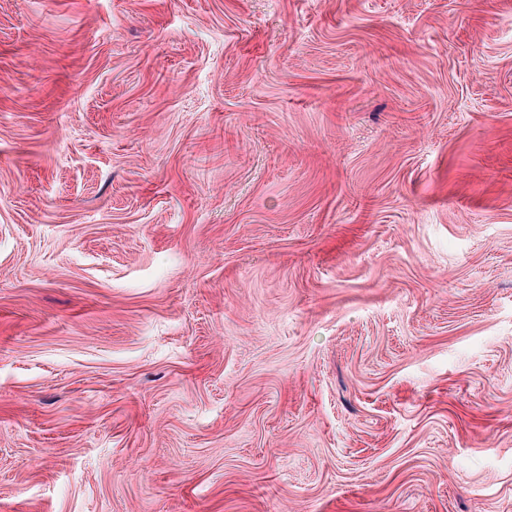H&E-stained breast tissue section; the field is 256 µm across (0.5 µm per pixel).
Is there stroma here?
I'll list each match as a JSON object with an SVG mask.
<instances>
[{
	"instance_id": "1",
	"label": "stroma",
	"mask_w": 512,
	"mask_h": 512,
	"mask_svg": "<svg viewBox=\"0 0 512 512\" xmlns=\"http://www.w3.org/2000/svg\"><path fill=\"white\" fill-rule=\"evenodd\" d=\"M0 512H512V0H0Z\"/></svg>"
}]
</instances>
